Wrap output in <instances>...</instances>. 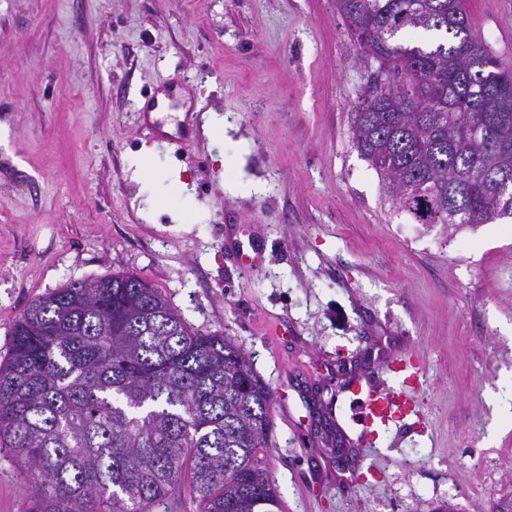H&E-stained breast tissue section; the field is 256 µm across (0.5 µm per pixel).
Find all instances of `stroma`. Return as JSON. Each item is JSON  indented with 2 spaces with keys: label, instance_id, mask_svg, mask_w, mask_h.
I'll list each match as a JSON object with an SVG mask.
<instances>
[{
  "label": "stroma",
  "instance_id": "35a3bbf8",
  "mask_svg": "<svg viewBox=\"0 0 512 512\" xmlns=\"http://www.w3.org/2000/svg\"><path fill=\"white\" fill-rule=\"evenodd\" d=\"M512 63V0H466ZM377 65L335 0H0V362L37 297L116 272L232 337L272 391L284 512H490L512 497V219L444 239L397 211L353 144ZM189 85L208 122L148 144L140 96ZM145 156L149 171L135 174ZM249 230L264 266L224 250ZM415 351L420 419L372 460L319 429L349 378ZM27 488L0 449V512Z\"/></svg>",
  "mask_w": 512,
  "mask_h": 512
}]
</instances>
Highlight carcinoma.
Instances as JSON below:
<instances>
[{
    "label": "carcinoma",
    "mask_w": 512,
    "mask_h": 512,
    "mask_svg": "<svg viewBox=\"0 0 512 512\" xmlns=\"http://www.w3.org/2000/svg\"><path fill=\"white\" fill-rule=\"evenodd\" d=\"M387 69L353 141L398 209L454 230L512 217V67L464 0H336ZM0 364V445L31 489L22 512H283L266 469L272 392L234 341L195 330L136 273L56 288L14 322Z\"/></svg>",
    "instance_id": "1"
}]
</instances>
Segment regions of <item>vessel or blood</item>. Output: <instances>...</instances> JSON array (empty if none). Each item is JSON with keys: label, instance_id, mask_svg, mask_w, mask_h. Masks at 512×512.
I'll return each instance as SVG.
<instances>
[{"label": "vessel or blood", "instance_id": "1", "mask_svg": "<svg viewBox=\"0 0 512 512\" xmlns=\"http://www.w3.org/2000/svg\"><path fill=\"white\" fill-rule=\"evenodd\" d=\"M142 127L151 139L179 146L201 132L199 116L195 113L186 115L175 135L165 134L157 122L147 120ZM229 250L243 268L255 269L263 262V254L254 243L237 239L230 243ZM388 370L393 376L388 383L377 385L368 380L352 379L345 384L360 426L353 441L354 447H374L385 434L400 430L420 416L419 392L423 385V371L419 356L411 351L402 354L389 363Z\"/></svg>", "mask_w": 512, "mask_h": 512}]
</instances>
